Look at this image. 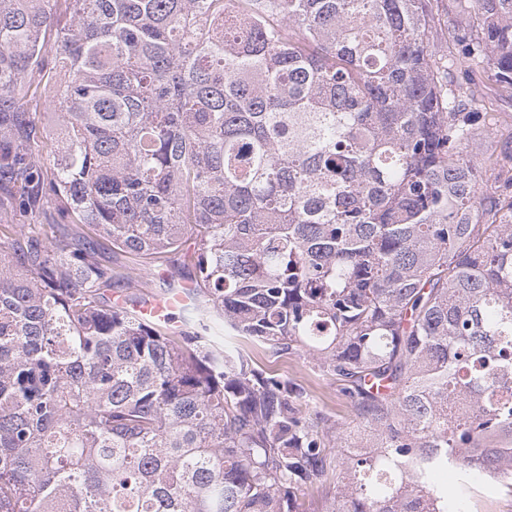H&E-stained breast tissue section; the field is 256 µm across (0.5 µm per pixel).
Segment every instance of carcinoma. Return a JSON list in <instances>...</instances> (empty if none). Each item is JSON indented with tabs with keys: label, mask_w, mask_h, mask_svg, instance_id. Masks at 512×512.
I'll use <instances>...</instances> for the list:
<instances>
[{
	"label": "carcinoma",
	"mask_w": 512,
	"mask_h": 512,
	"mask_svg": "<svg viewBox=\"0 0 512 512\" xmlns=\"http://www.w3.org/2000/svg\"><path fill=\"white\" fill-rule=\"evenodd\" d=\"M453 8L442 53L432 0H0V191L182 253L202 295L173 334L105 296L92 247L0 216V512H300L313 485L319 512H455L450 468L512 489V138L484 153L499 113L454 80L512 90V0ZM254 349L336 377L352 426ZM457 86L466 90L468 93L478 91L483 94L494 95L493 85L486 76L482 77L476 73H472L465 61L457 66L456 72Z\"/></svg>",
	"instance_id": "obj_1"
}]
</instances>
